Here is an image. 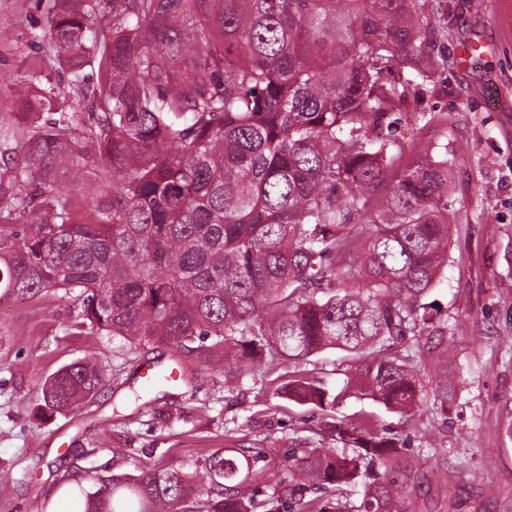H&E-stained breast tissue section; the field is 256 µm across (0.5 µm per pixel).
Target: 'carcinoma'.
Masks as SVG:
<instances>
[{
	"label": "carcinoma",
	"instance_id": "cac0c4a2",
	"mask_svg": "<svg viewBox=\"0 0 512 512\" xmlns=\"http://www.w3.org/2000/svg\"><path fill=\"white\" fill-rule=\"evenodd\" d=\"M52 0L41 34L80 87L69 101L43 72L8 84L0 116V301L76 293L86 327L130 349L174 342L194 356L144 388L195 370L224 387L260 365L325 350L362 358L333 396L298 372L278 394L334 409L343 395L390 411L456 400L447 362L421 399L417 362L448 356L457 325L427 301L448 265V145L403 165L401 102L448 66L414 61L447 37L430 0ZM167 33L156 41V33ZM103 383L98 363L63 366L44 408L76 409ZM334 444L286 459L296 512H394L410 493L391 473L398 443L329 425ZM199 473L151 466L78 476L75 512H270L250 464L217 450ZM363 484L358 506L332 501Z\"/></svg>",
	"mask_w": 512,
	"mask_h": 512
}]
</instances>
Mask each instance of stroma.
Listing matches in <instances>:
<instances>
[{"label": "stroma", "instance_id": "stroma-1", "mask_svg": "<svg viewBox=\"0 0 512 512\" xmlns=\"http://www.w3.org/2000/svg\"><path fill=\"white\" fill-rule=\"evenodd\" d=\"M48 0H0V113L11 111L8 82L42 69L57 92H75L39 33ZM448 68L402 105L420 144H446L450 177L448 267L432 298L466 333L457 349L461 380L448 411L391 412L356 396L333 418L373 420L404 440L414 481L397 512H512V0H444ZM485 41L483 59L462 66L466 42ZM94 355L105 373L96 398L65 415L42 413L46 377ZM162 346L136 357L118 337L93 334L79 304L49 292L0 304V512H73L61 477L83 468L99 475L147 465L195 471L217 449L244 452L260 474L272 512H288L285 459L317 440L328 417L276 391L294 365L258 368L228 391L224 376L198 371L189 385L140 393L150 361L171 363ZM125 456H115V449Z\"/></svg>", "mask_w": 512, "mask_h": 512}]
</instances>
